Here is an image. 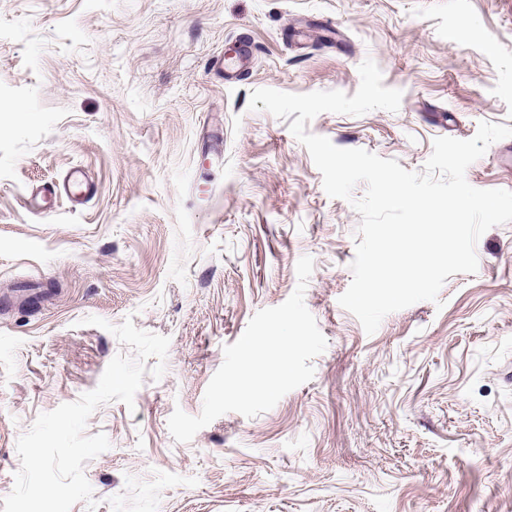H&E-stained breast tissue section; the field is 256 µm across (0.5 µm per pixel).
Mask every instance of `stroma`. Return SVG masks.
<instances>
[{"instance_id":"stroma-1","label":"stroma","mask_w":512,"mask_h":512,"mask_svg":"<svg viewBox=\"0 0 512 512\" xmlns=\"http://www.w3.org/2000/svg\"><path fill=\"white\" fill-rule=\"evenodd\" d=\"M234 43L255 59L229 81L212 63ZM368 58L399 110L308 132L419 171L436 138L512 127V0H0V293L34 289L0 309V499L18 437L127 353L97 316L170 345L133 406L90 416L111 446L84 467L96 510L71 512H512V223L480 237L476 273L367 334L339 304L365 184L329 197L289 120L248 108L259 88L354 95ZM76 165L90 200L26 208ZM466 179L512 191V137ZM305 255L313 379L175 442L173 410L201 412Z\"/></svg>"}]
</instances>
